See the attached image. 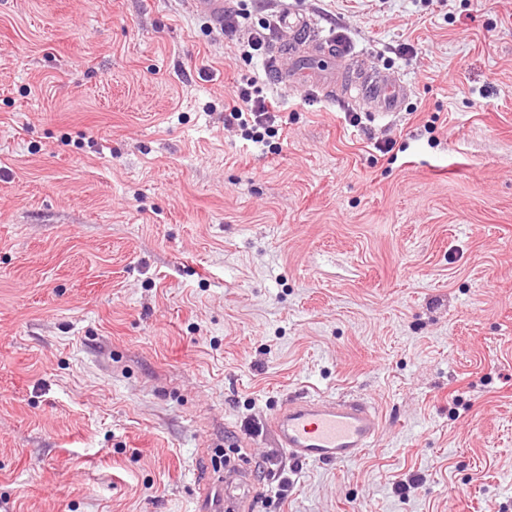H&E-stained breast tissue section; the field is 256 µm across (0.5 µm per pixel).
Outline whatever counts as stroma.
<instances>
[{"label": "stroma", "instance_id": "stroma-1", "mask_svg": "<svg viewBox=\"0 0 512 512\" xmlns=\"http://www.w3.org/2000/svg\"><path fill=\"white\" fill-rule=\"evenodd\" d=\"M271 9L403 109L277 84L243 52ZM248 10L0 0V512H189L217 448L255 512H512V0ZM250 72L262 144L224 125ZM297 395L371 403L374 446L289 461ZM193 9L206 18H209L225 35L233 36L236 32V23L230 21V17L226 15L224 23V9L228 8L229 3L224 0H192ZM363 98L373 118H383L391 112H398L408 96V89L399 83H382L372 81L364 89Z\"/></svg>", "mask_w": 512, "mask_h": 512}]
</instances>
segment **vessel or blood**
<instances>
[{
    "mask_svg": "<svg viewBox=\"0 0 512 512\" xmlns=\"http://www.w3.org/2000/svg\"><path fill=\"white\" fill-rule=\"evenodd\" d=\"M194 10L216 26L224 24V0H192ZM294 44L311 43L312 56L343 63L345 54L335 43L321 45L306 20L297 16L287 23ZM408 95L405 85L371 82L363 97L368 113L382 118L399 111ZM381 419L377 409L358 400L295 396L271 416L278 448L294 462L332 464L360 457L374 445ZM254 499L250 476L232 470L224 476L203 474L198 479L194 512H248Z\"/></svg>",
    "mask_w": 512,
    "mask_h": 512,
    "instance_id": "b4317fda",
    "label": "vessel or blood"
}]
</instances>
